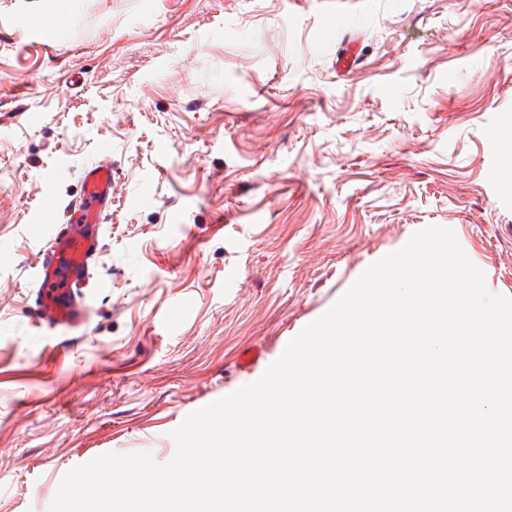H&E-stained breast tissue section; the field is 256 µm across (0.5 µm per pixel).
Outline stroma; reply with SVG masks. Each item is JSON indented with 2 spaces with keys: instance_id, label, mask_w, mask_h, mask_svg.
I'll use <instances>...</instances> for the list:
<instances>
[{
  "instance_id": "obj_1",
  "label": "stroma",
  "mask_w": 512,
  "mask_h": 512,
  "mask_svg": "<svg viewBox=\"0 0 512 512\" xmlns=\"http://www.w3.org/2000/svg\"><path fill=\"white\" fill-rule=\"evenodd\" d=\"M511 123L512 0H0V512L105 453L170 461L421 229L512 297ZM106 155L89 329L57 353L30 227Z\"/></svg>"
}]
</instances>
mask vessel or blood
I'll list each match as a JSON object with an SVG mask.
<instances>
[{
    "instance_id": "vessel-or-blood-1",
    "label": "vessel or blood",
    "mask_w": 512,
    "mask_h": 512,
    "mask_svg": "<svg viewBox=\"0 0 512 512\" xmlns=\"http://www.w3.org/2000/svg\"><path fill=\"white\" fill-rule=\"evenodd\" d=\"M81 185V192L63 208L52 243L38 256L41 278L30 310L39 325L61 333L64 348L88 324L84 290L90 283V264L100 249L99 227L120 182L111 163L103 160L82 167Z\"/></svg>"
}]
</instances>
